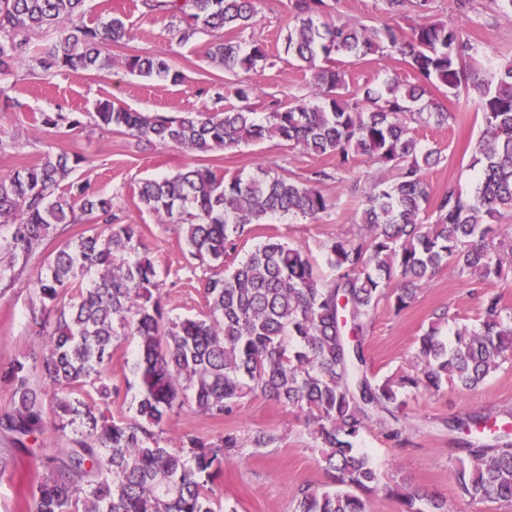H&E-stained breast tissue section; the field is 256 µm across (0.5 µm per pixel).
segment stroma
Masks as SVG:
<instances>
[{"instance_id":"35a3bbf8","label":"stroma","mask_w":512,"mask_h":512,"mask_svg":"<svg viewBox=\"0 0 512 512\" xmlns=\"http://www.w3.org/2000/svg\"><path fill=\"white\" fill-rule=\"evenodd\" d=\"M325 12L353 24L378 25L387 22L379 0H324ZM287 0H261L255 23L243 37L262 44L275 65H258L250 72L225 73L206 57L210 41L200 34L180 41L176 21L149 12L143 0H90L86 23L95 24L111 14L124 18L132 37L113 47L112 68L101 73L69 72L42 78L20 69L0 81L8 96L21 102L20 110L0 111V127L14 135L17 149L0 156V175L31 164L45 151H64L89 158V165L79 169L82 179L101 194L116 195V203L126 222L139 225L145 253L154 261L162 283L163 303L170 315L195 316L205 309L203 283L208 267L191 259L181 239L158 217L141 207L137 192L143 180L176 172L203 163L220 174H249L262 168L271 174L289 172L296 175L315 167L331 168L335 157L309 156L274 141L243 144L203 156L159 143H139L118 132H105L89 126L66 134L37 132L35 115L41 112L93 111L96 103L109 99L138 112H198L212 108L215 87H222L225 106L235 105L232 94L236 81L253 87L256 112H264L271 99L295 100L307 96L311 74L279 61L286 34ZM472 20L466 25L471 40L479 43L494 62L512 58V16L500 13L490 0H474ZM139 52L168 53L184 74L182 83L142 78L128 73L123 60ZM340 70L353 84L377 83L393 78L408 82L412 73L396 60L371 55L354 63L343 62ZM443 104L457 119L449 126L420 125L416 136L423 145L439 149L444 161L426 173L431 197H438L448 184L463 192L475 186L470 166L473 148L480 136V120L473 107L458 105L451 99ZM375 173L371 164L362 163L343 179L328 180L320 190L330 209L320 218H273L278 236L300 244L317 272L332 278L326 263L325 247L345 233L361 210L360 196L353 191L354 181H367ZM473 278L455 267L442 269L414 302L401 313L380 304L373 316L364 342L365 355L378 377L384 378L410 370L419 336L428 328L435 312L450 308L460 325H474L480 317L477 301L471 295ZM36 299L24 284L0 292V368L14 359L34 358L40 345L28 331L29 310ZM134 356L133 342L117 346L112 354L109 377L118 393L112 398L110 412L114 418L134 413V393L128 383ZM512 411V361L488 376L474 391L450 384L439 393H421L410 399L403 416L409 443L391 447L382 428L371 425L364 430L360 446L372 464L392 479L399 496L379 497L369 503L370 512H406L403 495L415 490L437 494L447 499L448 512H512V503H479L462 498L456 486L454 469L458 433L448 431V419L474 407ZM231 430L243 438L246 446L241 458L227 461L216 487L221 499L229 501L237 512H292V495L302 485L327 484L329 478L312 449L302 413L289 412L255 395L242 400L230 417L214 420L186 407L168 422L170 438L193 433L205 438ZM281 435L279 444L270 448L253 447L251 440L259 432ZM37 475L28 460H20L17 469L0 474V512H32Z\"/></svg>"}]
</instances>
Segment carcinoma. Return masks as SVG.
<instances>
[{
	"label": "carcinoma",
	"mask_w": 512,
	"mask_h": 512,
	"mask_svg": "<svg viewBox=\"0 0 512 512\" xmlns=\"http://www.w3.org/2000/svg\"><path fill=\"white\" fill-rule=\"evenodd\" d=\"M400 23L355 26L323 18L324 0H290L283 53L312 74L310 99L273 100L257 118L252 88L238 82V106L214 112L145 113L106 99L95 111L42 112L37 130L84 127V118L106 131L138 140L156 139L208 154L242 143L277 141L313 156L334 154L336 171L371 162L393 172L361 189V212L351 230L327 246L330 281L319 278L303 248L269 235L231 272L246 227L276 216L318 218L329 209L318 185L323 169L305 176H219L200 165L139 185L141 206L170 225L191 258L212 266L204 285L205 311L172 317L161 302L155 264L138 252L141 231L116 213L114 196L99 194L76 177L89 159L65 152L42 154L27 166L0 175V290L23 281L40 306L28 329L41 345L39 365L25 357L0 372L10 404L0 430L13 453L0 455V473L30 453L27 440L47 421L67 447L36 461L43 469L34 493L35 512H237L215 497L224 461L244 444L228 430L215 438L163 437L173 413L185 403L222 419L246 397L261 393L304 414L314 449L331 479L329 487L306 484L293 496V512H368L370 496H396L385 473L358 448L374 422L396 446L408 442L398 426L406 398L415 390L438 392L448 383L478 388L512 360V312L490 288L512 272L494 243L499 222L512 213V61L492 80L474 68L483 55L465 28L434 19L433 0H380ZM258 0H149V8L185 23L180 40L200 32L214 37L207 57L227 73L249 71L268 54L246 49L223 33L242 34L257 15ZM86 0H0V77L35 64L46 75L112 68V46L130 38L122 18L88 26ZM36 32H50L41 45ZM397 55L414 82L386 81L353 89L336 68L368 55ZM131 73L177 84L182 72L166 53L132 54ZM474 95L482 132L471 167L470 197L450 185L430 200L427 170L443 161L424 148L410 123L443 126L453 113L428 97L429 89ZM86 225L73 236L66 228ZM56 239L55 250L46 252ZM454 265L482 286L479 324L451 339L439 325L418 338L414 369L379 380L364 355V339L381 302L407 308L443 268ZM90 278L78 294L74 285ZM132 338L137 378L134 415L109 413L117 389L107 379L114 345ZM88 386L87 402L74 388ZM491 415L474 409L448 421L465 434L455 480L473 502H512V423L487 427ZM407 512H448L432 494L405 496Z\"/></svg>",
	"instance_id": "obj_1"
}]
</instances>
